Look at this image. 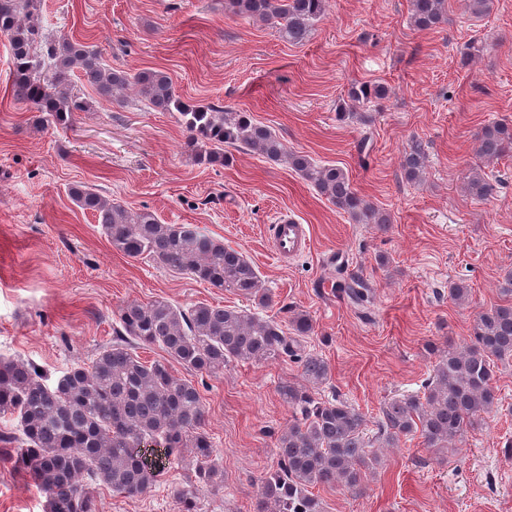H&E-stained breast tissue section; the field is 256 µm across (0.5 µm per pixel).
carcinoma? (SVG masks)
<instances>
[{
    "mask_svg": "<svg viewBox=\"0 0 512 512\" xmlns=\"http://www.w3.org/2000/svg\"><path fill=\"white\" fill-rule=\"evenodd\" d=\"M235 14L278 29L282 39L302 44L325 12L326 0H228ZM413 24L427 30L447 19V0H412ZM0 35L8 39L13 61L12 96L41 113V122L72 123L88 109L71 92L78 72L98 95L124 105L125 92L137 90L157 110L176 112L187 132L185 146L200 163L224 165V147H244L272 161H287L316 191L357 224H387L388 217L352 186L346 171L319 165L288 151L281 138L249 113L212 104H189L176 94L169 76L146 69L134 74L106 67L89 45L42 34L38 0H0ZM386 96L385 87L355 84L339 111ZM478 156L491 163L512 152V126L493 123L477 135ZM425 150L415 140L401 163L409 180L420 178ZM470 194L485 198L495 185L482 169L467 180ZM71 200L90 212L110 245L132 258H149L177 274H189L218 291L232 292L265 308L272 302L261 288L255 265L242 252L194 224H163L155 213L131 212L77 184ZM349 300L362 304L370 289L354 277L336 284ZM501 293L511 297L476 315L469 340L432 347L433 373L423 394L391 398L380 408L378 432L366 439V420L340 399L316 397L331 368L321 356L304 352L301 339L314 330L309 313L295 312L290 329L257 312L197 302L187 308L165 298L131 300L118 312L112 343L89 365H76L55 381L21 358L0 357V415L16 423L18 435L0 434V455L35 484L44 512H99L95 487L139 496L159 481L162 468L133 451L144 441L162 446L168 457L191 454L190 480L170 487L182 512H196L202 492L224 488L220 463L206 429V405L192 380L173 374L159 361L142 360L135 348L157 346L190 373L218 376L229 362L265 363L293 359L302 382H284L279 395L292 419L277 438L276 468L261 479L256 512H324L316 486L356 491L361 471L378 462L371 448H395L401 438L420 434L428 448L448 449L498 405L492 381L494 360H512V276Z\"/></svg>",
    "mask_w": 512,
    "mask_h": 512,
    "instance_id": "1",
    "label": "carcinoma"
}]
</instances>
